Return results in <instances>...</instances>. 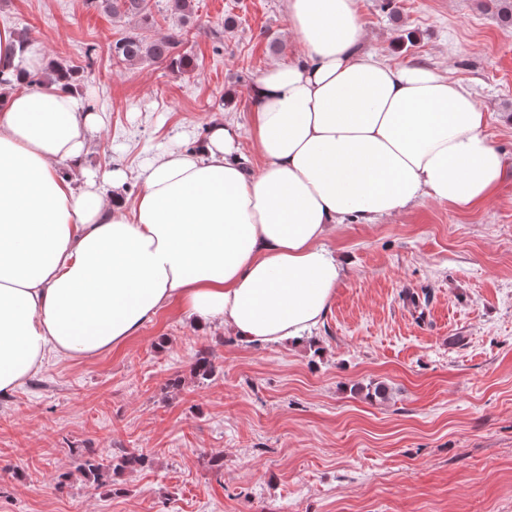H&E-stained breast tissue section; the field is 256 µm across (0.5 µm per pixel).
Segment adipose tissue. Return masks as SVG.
<instances>
[{
	"label": "adipose tissue",
	"mask_w": 512,
	"mask_h": 512,
	"mask_svg": "<svg viewBox=\"0 0 512 512\" xmlns=\"http://www.w3.org/2000/svg\"><path fill=\"white\" fill-rule=\"evenodd\" d=\"M286 9L301 51L251 87L253 154L238 125L213 123L198 149L169 141L146 158L131 201L123 169L83 164L99 112L63 83L33 84L45 57L0 21L1 395L169 306L247 344L302 339L344 275L325 244L341 224L496 195L502 157L462 82L365 51L358 0Z\"/></svg>",
	"instance_id": "adipose-tissue-1"
}]
</instances>
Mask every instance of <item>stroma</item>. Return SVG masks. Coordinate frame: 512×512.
Returning <instances> with one entry per match:
<instances>
[{
	"mask_svg": "<svg viewBox=\"0 0 512 512\" xmlns=\"http://www.w3.org/2000/svg\"><path fill=\"white\" fill-rule=\"evenodd\" d=\"M194 3L195 68L175 74L115 64L134 22L88 0H0L30 48L79 69L105 115L86 164L127 169L123 196L163 136L248 128L255 79L300 51L284 0ZM359 8L367 51L469 87L505 156L497 194L338 227L346 275L302 341L249 345L166 309L120 348L49 361L0 396V512H512V27L489 0ZM377 382L387 401L366 399ZM90 450L150 462L98 484L78 470Z\"/></svg>",
	"mask_w": 512,
	"mask_h": 512,
	"instance_id": "1",
	"label": "stroma"
}]
</instances>
